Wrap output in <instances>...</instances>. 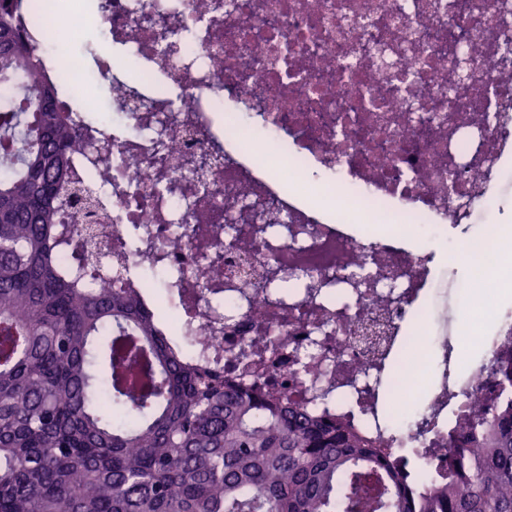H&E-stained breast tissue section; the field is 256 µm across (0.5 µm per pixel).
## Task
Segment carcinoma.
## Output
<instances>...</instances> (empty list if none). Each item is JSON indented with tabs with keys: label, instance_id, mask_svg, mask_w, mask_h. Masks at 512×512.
I'll use <instances>...</instances> for the list:
<instances>
[{
	"label": "carcinoma",
	"instance_id": "cac0c4a2",
	"mask_svg": "<svg viewBox=\"0 0 512 512\" xmlns=\"http://www.w3.org/2000/svg\"><path fill=\"white\" fill-rule=\"evenodd\" d=\"M2 78L24 95L0 109V512H512L511 341L490 364L498 394L448 430V477L412 486L350 417L198 364L83 260L63 218H86L68 173L85 135L6 0ZM87 271L111 286H79Z\"/></svg>",
	"mask_w": 512,
	"mask_h": 512
}]
</instances>
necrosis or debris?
<instances>
[{
	"label": "necrosis or debris",
	"mask_w": 512,
	"mask_h": 512,
	"mask_svg": "<svg viewBox=\"0 0 512 512\" xmlns=\"http://www.w3.org/2000/svg\"><path fill=\"white\" fill-rule=\"evenodd\" d=\"M45 18L42 0H22L58 101L86 135L71 175L94 187L107 220L97 231L112 247V273L158 307L167 335L189 339L206 363L263 341L265 364L248 382L308 410L352 414L358 430L424 478L448 471L431 451L474 392L494 388L481 359L455 373L447 327L422 326L424 301L441 294L434 251L416 249L422 228L491 234L477 215L497 207L512 173V0H66ZM100 35L111 55L84 62L56 51L51 37ZM477 46L475 75L448 82L460 37ZM121 56L134 76L115 72ZM147 101L131 110L132 100ZM288 158L265 160L268 144ZM212 165L191 176L188 157ZM335 182L336 206L314 205L294 181ZM279 213L250 255L272 281L246 282L205 270L213 238L236 231L246 198ZM365 198L402 217L407 230L367 242L348 216ZM460 303L496 306L480 334L488 348L512 340V304L492 303L457 285ZM383 320L378 356L354 336ZM414 347L443 351L439 384L421 386L402 418L387 409L397 368Z\"/></svg>",
	"instance_id": "4bbe7bcc"
}]
</instances>
